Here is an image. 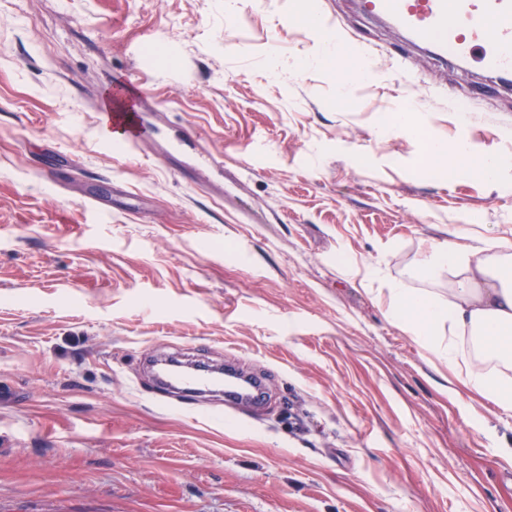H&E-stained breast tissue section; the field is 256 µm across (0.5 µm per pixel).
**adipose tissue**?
Here are the masks:
<instances>
[{
	"label": "adipose tissue",
	"mask_w": 512,
	"mask_h": 512,
	"mask_svg": "<svg viewBox=\"0 0 512 512\" xmlns=\"http://www.w3.org/2000/svg\"><path fill=\"white\" fill-rule=\"evenodd\" d=\"M381 133L425 137L439 170L455 169L471 155L465 136H424L411 112L393 113ZM414 274L426 282L447 277V293L389 280L387 317L457 382L512 411V239L485 235L469 241L449 230L446 239L425 249Z\"/></svg>",
	"instance_id": "adipose-tissue-1"
}]
</instances>
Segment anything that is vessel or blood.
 <instances>
[{"label":"vessel or blood","instance_id":"b4317fda","mask_svg":"<svg viewBox=\"0 0 512 512\" xmlns=\"http://www.w3.org/2000/svg\"><path fill=\"white\" fill-rule=\"evenodd\" d=\"M359 5L365 14L404 29L413 43L445 63L473 62L491 82L512 84V0H359ZM108 120L113 128L124 131V146L138 143L136 113L116 112ZM249 384L245 398L225 389L226 401L238 404L246 399L261 404L266 396L264 382L253 377ZM157 386L178 393L184 404L215 390L210 375L193 372L177 379L158 377Z\"/></svg>","mask_w":512,"mask_h":512}]
</instances>
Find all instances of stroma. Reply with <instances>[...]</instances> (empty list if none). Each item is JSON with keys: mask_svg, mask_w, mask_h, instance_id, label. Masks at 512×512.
<instances>
[{"mask_svg": "<svg viewBox=\"0 0 512 512\" xmlns=\"http://www.w3.org/2000/svg\"><path fill=\"white\" fill-rule=\"evenodd\" d=\"M309 1L375 54L346 94L304 65ZM409 95L505 174L379 138ZM452 228L512 236V87L357 0H0V512H512V412L449 392L380 296ZM172 357L261 374L266 407L162 399ZM108 115V120L113 129L124 131L126 134L121 147L135 146L139 141V125L135 112H113ZM503 166L499 154L485 153L477 163V172L486 182L494 183L501 177Z\"/></svg>", "mask_w": 512, "mask_h": 512, "instance_id": "1", "label": "stroma"}]
</instances>
